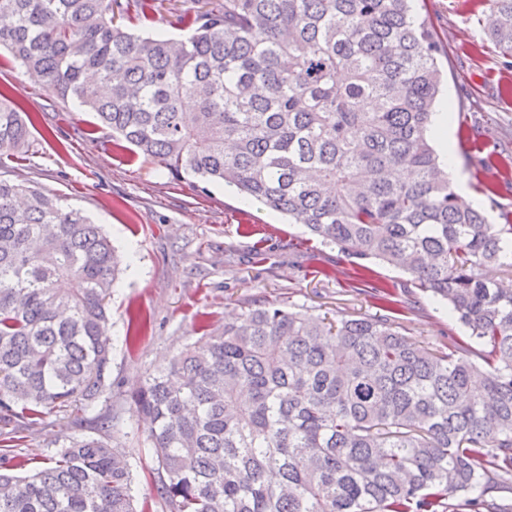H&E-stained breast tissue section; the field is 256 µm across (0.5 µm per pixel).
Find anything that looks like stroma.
Wrapping results in <instances>:
<instances>
[{
	"label": "stroma",
	"instance_id": "1",
	"mask_svg": "<svg viewBox=\"0 0 512 512\" xmlns=\"http://www.w3.org/2000/svg\"><path fill=\"white\" fill-rule=\"evenodd\" d=\"M445 49L439 62L443 90L457 120L448 125L468 196L497 200L487 209L499 223L500 207L512 209V58L487 41L482 19L489 0H416ZM0 90L34 117L28 145L0 159V177L59 197L103 225L116 249L131 260L110 300L112 391L98 408L115 415L114 441L128 452L138 505L161 512L154 486L157 462L143 446L145 425L129 391L164 368L206 330L250 304L277 302L314 316L375 315L380 308L352 292V263L336 247L303 227L220 184L194 187L171 179L133 154L78 101L62 100L0 51ZM264 250L267 262L253 260ZM374 280L395 289V317L408 336L447 350L470 333L446 304L426 297L409 274L376 263ZM74 413L48 417L0 443L33 457L35 466L78 434Z\"/></svg>",
	"mask_w": 512,
	"mask_h": 512
}]
</instances>
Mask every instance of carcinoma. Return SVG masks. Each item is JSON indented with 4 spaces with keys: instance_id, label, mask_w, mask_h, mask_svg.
Listing matches in <instances>:
<instances>
[{
    "instance_id": "carcinoma-1",
    "label": "carcinoma",
    "mask_w": 512,
    "mask_h": 512,
    "mask_svg": "<svg viewBox=\"0 0 512 512\" xmlns=\"http://www.w3.org/2000/svg\"><path fill=\"white\" fill-rule=\"evenodd\" d=\"M411 0H0V47L174 180L222 181L367 269L413 277L477 347L433 350L390 315L332 322L267 302L129 393L164 512H475L512 481V211L462 202L431 145L443 49ZM487 39L512 57V0ZM377 103L364 111L367 100ZM196 111L185 112L186 101ZM30 135L0 92V155ZM103 228L0 179V423L28 428L112 389ZM60 280L67 291L56 288ZM114 416L32 463L0 447V512H137ZM161 3L159 12L156 15V22L153 23L152 27L142 28L140 26L129 24L124 22L129 30L141 33L144 35L150 34H163L167 37L177 38L185 34L182 31V27L178 23L179 15V0H158Z\"/></svg>"
}]
</instances>
